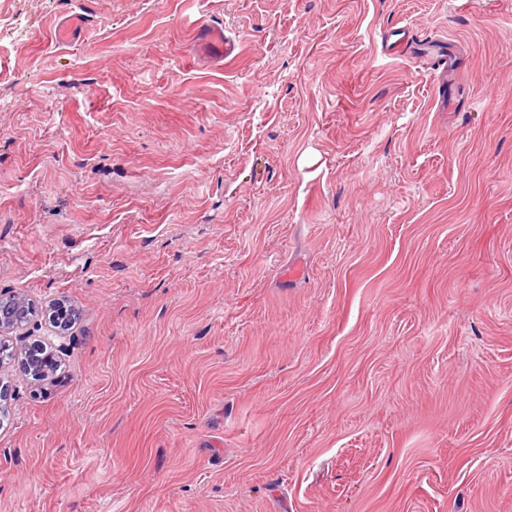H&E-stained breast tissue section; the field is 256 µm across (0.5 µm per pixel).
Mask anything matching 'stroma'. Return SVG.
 Masks as SVG:
<instances>
[{
    "label": "stroma",
    "instance_id": "stroma-1",
    "mask_svg": "<svg viewBox=\"0 0 512 512\" xmlns=\"http://www.w3.org/2000/svg\"><path fill=\"white\" fill-rule=\"evenodd\" d=\"M0 295V512H512V0H0ZM35 352L36 350H33L32 348L25 350L24 356L19 361V367L23 375L28 379L33 381H42L46 379L45 377L47 376V373L55 368V363L53 362L56 361L55 353L48 352L46 355V357L52 361L51 363H44V366L49 370L47 371L46 369H42L41 365H37L36 362L33 363V357L36 356Z\"/></svg>",
    "mask_w": 512,
    "mask_h": 512
}]
</instances>
